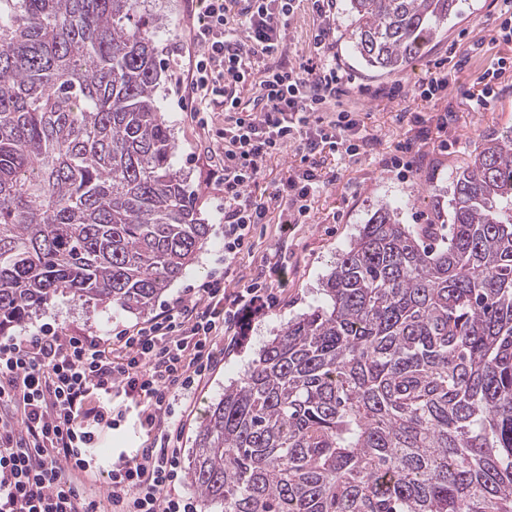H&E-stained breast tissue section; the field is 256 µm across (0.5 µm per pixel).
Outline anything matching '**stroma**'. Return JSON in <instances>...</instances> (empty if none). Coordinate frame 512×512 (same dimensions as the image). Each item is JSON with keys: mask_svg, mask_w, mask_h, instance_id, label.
Instances as JSON below:
<instances>
[{"mask_svg": "<svg viewBox=\"0 0 512 512\" xmlns=\"http://www.w3.org/2000/svg\"><path fill=\"white\" fill-rule=\"evenodd\" d=\"M187 3L188 0H145L147 12L162 19L156 44L166 79L156 91L155 104L177 144L172 164L193 191L200 216L210 226L206 246L186 273L174 280L148 310H121L108 303L88 302L60 293L50 298L44 312L8 328V335L20 336L47 324L64 336L109 339L118 330L147 320L176 299L194 297L204 282L223 271L224 196L205 187L207 158L198 141L194 114L176 104V61L189 37ZM503 20L498 0H458L457 14L449 18L442 36L433 40L403 72L383 75L366 68L354 54L345 35L346 0H336V59L354 79L343 102L359 110L363 133L371 145L355 156L341 151L306 156L298 146L291 145L268 161L262 179L253 188L255 194L270 195L290 169L305 160L315 167L325 186L314 198L309 223L293 225L288 234H281V209L271 207L266 223L256 228L252 250L239 256L235 275L247 281L261 270L269 253L280 251L284 258V282L277 290L278 302L273 308L247 315L242 327L225 339L220 361L209 381L196 392L182 421V450L192 448L207 407L223 397L231 382L243 377L266 341L284 329L290 319L323 302L322 284L338 254L377 208H397L401 223L416 233L424 231L430 223L449 224L448 190L456 171L466 166L472 150L485 136H512V41L501 36ZM317 24L310 0H300L288 20L286 50L290 61L312 56V34ZM437 60L448 61L450 65L448 95L440 100L421 101L414 89ZM459 60L464 63L460 69L455 66ZM500 61L506 62L507 67L499 80L497 95L488 108L476 109L477 78ZM396 84L404 86L403 96H380V88ZM412 112L433 116L451 113L445 134L450 143L448 150L419 139L408 118ZM407 143L418 151L420 165L402 175L391 167L388 157L397 146ZM431 187L439 188L440 196L428 195ZM110 402L114 408L123 409L125 418L118 429L104 433L98 443L96 452L107 468L119 453L133 454L149 442L134 403L121 393L112 394Z\"/></svg>", "mask_w": 512, "mask_h": 512, "instance_id": "35a3bbf8", "label": "stroma"}]
</instances>
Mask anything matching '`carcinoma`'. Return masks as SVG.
Wrapping results in <instances>:
<instances>
[{
  "label": "carcinoma",
  "mask_w": 512,
  "mask_h": 512,
  "mask_svg": "<svg viewBox=\"0 0 512 512\" xmlns=\"http://www.w3.org/2000/svg\"><path fill=\"white\" fill-rule=\"evenodd\" d=\"M140 4L0 0V330L60 291L145 310L207 240ZM455 7L347 0V36L395 74ZM449 206L438 250L377 209L209 406L203 512H512V138L482 140Z\"/></svg>",
  "instance_id": "carcinoma-1"
}]
</instances>
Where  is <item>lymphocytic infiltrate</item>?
I'll list each match as a JSON object with an SVG mask.
<instances>
[{
  "label": "lymphocytic infiltrate",
  "instance_id": "1",
  "mask_svg": "<svg viewBox=\"0 0 512 512\" xmlns=\"http://www.w3.org/2000/svg\"><path fill=\"white\" fill-rule=\"evenodd\" d=\"M191 0L192 30L181 52V99L196 103L207 143V186L224 194V266L250 248L266 223L271 200L286 202L284 221L303 224L321 184L312 169L291 170L272 197L252 191L266 163L289 145L358 154L368 141L355 109L341 98L350 84L336 63V0H313L320 24L314 55L286 60V29L297 0ZM258 81L251 107L229 87ZM336 112L324 118V108ZM230 113L222 131L206 113ZM277 265L235 291L223 278L208 281L196 302L177 301L139 327L97 336H63L40 326L0 342V512H95L74 473L106 472L112 512H196L176 491L181 479L178 428L196 391L217 362V338L232 332L241 311L273 307ZM124 392L139 408L151 442L135 455L119 454L102 470L93 453L100 436L123 414L106 399ZM99 405H92V398Z\"/></svg>",
  "mask_w": 512,
  "mask_h": 512
}]
</instances>
